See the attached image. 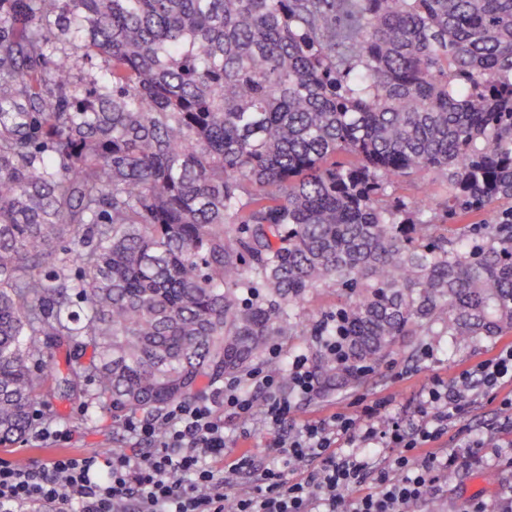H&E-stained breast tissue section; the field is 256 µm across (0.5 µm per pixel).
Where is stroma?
Returning a JSON list of instances; mask_svg holds the SVG:
<instances>
[{
    "instance_id": "35a3bbf8",
    "label": "stroma",
    "mask_w": 512,
    "mask_h": 512,
    "mask_svg": "<svg viewBox=\"0 0 512 512\" xmlns=\"http://www.w3.org/2000/svg\"><path fill=\"white\" fill-rule=\"evenodd\" d=\"M512 342V332L506 336L479 337L460 348L448 345L444 336H410L402 340L386 361L369 372L356 388L313 395L310 401L297 402L288 424L273 430L262 415L244 421L232 414L224 416V436L227 446L220 466L224 469V492L235 498L251 490L248 474H232L231 466L242 453L252 454L258 464L283 466V456L271 453L274 436H287L290 427L306 420L321 419L332 414L363 415L379 400L387 406L376 422L385 426L394 421L409 423L417 420L420 395L433 379H453L461 370L475 366L486 355L504 342ZM471 404L456 426L444 436L441 447H448L471 437L497 434L496 452L482 451L471 457L466 466L454 468L452 481H440L436 492L406 512H462L466 502L479 499L493 502L501 486L512 483V469L504 467L505 459L512 458V433H498L501 420L498 401L482 391L470 393ZM42 421L56 422L72 433L67 443L49 448H38L32 436L8 447L0 446V459L25 464L28 458H51L59 454L83 452L109 453L128 447L129 438L122 419L111 414L85 415L82 405L65 399L51 400L41 416Z\"/></svg>"
}]
</instances>
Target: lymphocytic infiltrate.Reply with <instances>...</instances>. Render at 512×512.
<instances>
[{"label":"lymphocytic infiltrate","instance_id":"lymphocytic-infiltrate-1","mask_svg":"<svg viewBox=\"0 0 512 512\" xmlns=\"http://www.w3.org/2000/svg\"><path fill=\"white\" fill-rule=\"evenodd\" d=\"M248 378L264 394L267 419L276 428L291 410L282 385L305 397L317 386L315 370L303 355L289 365L287 381L258 372ZM507 383L512 384V344L452 380H433L418 408L417 424L375 425L381 413L377 407L370 409L367 424L345 414L305 421L275 446L286 449L287 464H309L306 476L289 482L282 471L263 470L254 492L236 499L235 512H339L346 493L367 477L366 448L377 444L396 448L393 467L378 470L376 491L357 498L352 512H405L433 492L449 467L492 447V437L486 436L444 456L434 451L462 414L471 390L479 386L494 393ZM253 407V397L231 384L173 403L157 416L128 417L124 429L136 447L106 457L95 452L32 457L22 465L1 459L0 512H70L74 505L79 512H224V475L215 467L226 445L223 412L247 418ZM340 435L359 443V451L337 453Z\"/></svg>","mask_w":512,"mask_h":512}]
</instances>
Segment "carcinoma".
I'll list each match as a JSON object with an SVG mask.
<instances>
[{"instance_id": "cac0c4a2", "label": "carcinoma", "mask_w": 512, "mask_h": 512, "mask_svg": "<svg viewBox=\"0 0 512 512\" xmlns=\"http://www.w3.org/2000/svg\"><path fill=\"white\" fill-rule=\"evenodd\" d=\"M511 329L512 0H0L1 447L51 384L156 415L279 337H343L329 391ZM339 303L340 297L336 295V292H328L319 288L306 295L303 308L308 312L332 311L336 310V305Z\"/></svg>"}]
</instances>
